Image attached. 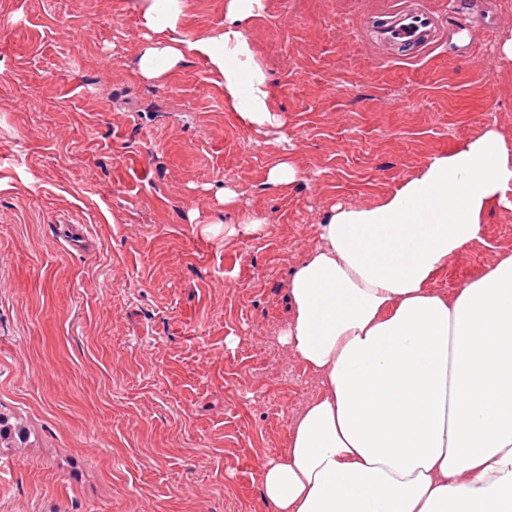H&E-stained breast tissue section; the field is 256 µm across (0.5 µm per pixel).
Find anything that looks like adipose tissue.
I'll return each mask as SVG.
<instances>
[{
  "label": "adipose tissue",
  "instance_id": "ef3b65f1",
  "mask_svg": "<svg viewBox=\"0 0 512 512\" xmlns=\"http://www.w3.org/2000/svg\"><path fill=\"white\" fill-rule=\"evenodd\" d=\"M142 5L146 27L171 35L144 52L142 76L192 54L240 122L274 123L244 28L261 0H226L223 31L194 40L172 36L181 0ZM510 190L512 149L490 129L320 225L288 280L282 340L321 391L261 468L273 512H512V253L457 291L433 286Z\"/></svg>",
  "mask_w": 512,
  "mask_h": 512
}]
</instances>
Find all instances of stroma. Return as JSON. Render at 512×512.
I'll return each mask as SVG.
<instances>
[{
  "instance_id": "1",
  "label": "stroma",
  "mask_w": 512,
  "mask_h": 512,
  "mask_svg": "<svg viewBox=\"0 0 512 512\" xmlns=\"http://www.w3.org/2000/svg\"><path fill=\"white\" fill-rule=\"evenodd\" d=\"M380 2L262 0L259 131L192 57L139 75L140 0H0V414L31 433L0 448V512H269L260 469L319 391L280 340L288 276L331 206L379 204L490 128L512 147V0H425L476 39L415 59L368 38ZM224 3L184 0L176 37L222 30ZM507 198L435 288L512 251ZM300 175L297 165L288 158L281 159L268 170L269 183L282 188H288L289 185L296 182Z\"/></svg>"
}]
</instances>
